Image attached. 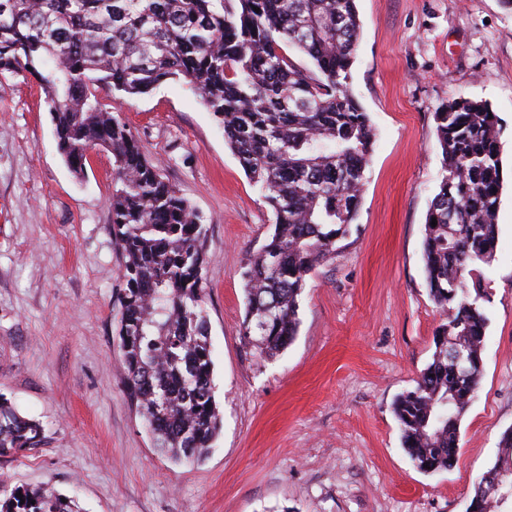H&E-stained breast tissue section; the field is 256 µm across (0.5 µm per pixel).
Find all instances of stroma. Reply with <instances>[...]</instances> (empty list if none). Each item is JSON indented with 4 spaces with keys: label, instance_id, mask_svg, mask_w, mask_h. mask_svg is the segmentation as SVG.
I'll use <instances>...</instances> for the list:
<instances>
[{
    "label": "stroma",
    "instance_id": "stroma-1",
    "mask_svg": "<svg viewBox=\"0 0 512 512\" xmlns=\"http://www.w3.org/2000/svg\"><path fill=\"white\" fill-rule=\"evenodd\" d=\"M356 8L351 89L377 132L357 229L309 279L298 334L274 358L240 336L241 271L272 214L223 130L181 78L141 97L99 93L209 226L204 302L224 426L192 466L156 451L120 372L112 155L93 151L75 178L38 85L0 76V394L47 440L1 461V477L53 487L80 512H467L512 428V10L501 0ZM460 96L498 116L503 189L483 269L482 385L456 465L428 474L391 405L430 362L442 321L422 242L442 177L434 114Z\"/></svg>",
    "mask_w": 512,
    "mask_h": 512
}]
</instances>
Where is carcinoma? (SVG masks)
Wrapping results in <instances>:
<instances>
[{"instance_id":"obj_1","label":"carcinoma","mask_w":512,"mask_h":512,"mask_svg":"<svg viewBox=\"0 0 512 512\" xmlns=\"http://www.w3.org/2000/svg\"><path fill=\"white\" fill-rule=\"evenodd\" d=\"M0 75L28 74L45 94L56 145L77 177L88 152L112 153L109 224L121 256L118 348L124 382L153 446L199 461L222 428L204 308L207 225L98 99L184 78L259 187L272 232L242 271L241 336L269 358L299 327L308 278L336 255L362 202L376 140L350 89L362 24L355 0H0ZM311 66L293 60L290 50ZM443 176L424 223L429 296L443 313L431 362L392 411L422 472L457 460L459 428L483 378L488 318L481 267L494 260L503 184L500 128L485 103L459 97L434 114ZM436 226H431L432 220ZM468 369L460 374L454 353ZM46 445L40 423L0 396V459ZM470 501L512 512V428ZM0 512H76L52 488L0 481Z\"/></svg>"}]
</instances>
